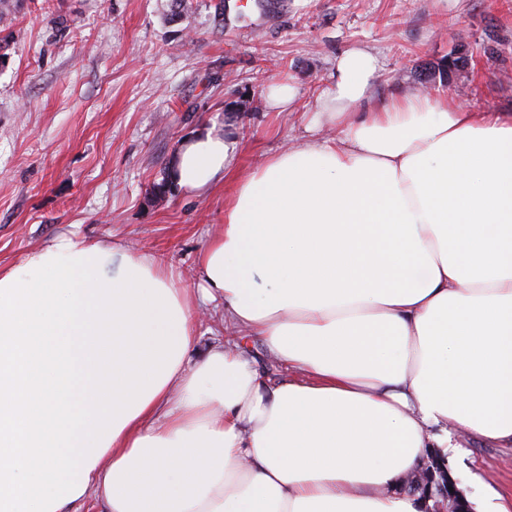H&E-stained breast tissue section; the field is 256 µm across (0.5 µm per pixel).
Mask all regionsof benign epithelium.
Wrapping results in <instances>:
<instances>
[{
    "instance_id": "obj_1",
    "label": "benign epithelium",
    "mask_w": 512,
    "mask_h": 512,
    "mask_svg": "<svg viewBox=\"0 0 512 512\" xmlns=\"http://www.w3.org/2000/svg\"><path fill=\"white\" fill-rule=\"evenodd\" d=\"M395 490L419 497L425 504V512H472L449 465L432 450L422 466L403 479Z\"/></svg>"
}]
</instances>
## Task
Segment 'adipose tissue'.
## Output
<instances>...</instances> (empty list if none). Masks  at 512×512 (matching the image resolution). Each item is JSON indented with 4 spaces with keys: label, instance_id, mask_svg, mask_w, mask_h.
Segmentation results:
<instances>
[{
    "label": "adipose tissue",
    "instance_id": "ef3b65f1",
    "mask_svg": "<svg viewBox=\"0 0 512 512\" xmlns=\"http://www.w3.org/2000/svg\"><path fill=\"white\" fill-rule=\"evenodd\" d=\"M379 68L341 54L255 170L181 142L179 188L234 182L198 287L74 232L0 266V512H421L392 488L424 449L512 446V114L371 103ZM212 306L291 377L230 339L191 361ZM241 343L245 356L252 362L254 368L264 379H279L284 377L285 369L278 358L272 354L264 342L256 336H243L244 332L236 334Z\"/></svg>",
    "mask_w": 512,
    "mask_h": 512
}]
</instances>
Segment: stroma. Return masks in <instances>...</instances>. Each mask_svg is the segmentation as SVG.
I'll list each match as a JSON object with an SVG mask.
<instances>
[{"label": "stroma", "mask_w": 512, "mask_h": 512, "mask_svg": "<svg viewBox=\"0 0 512 512\" xmlns=\"http://www.w3.org/2000/svg\"><path fill=\"white\" fill-rule=\"evenodd\" d=\"M0 0L10 19L0 64V265L65 232L151 256L198 284L196 259L224 222L230 185L201 193L154 184L201 129L242 139L241 168L295 142L353 47L377 54L373 97L421 87V66L468 51L455 81L476 112L512 113V0ZM299 90L268 111L267 86ZM470 502L512 491V447L464 440L450 457ZM297 87L288 80L271 83L265 92L266 105L271 112H288L298 101Z\"/></svg>", "instance_id": "stroma-1"}]
</instances>
